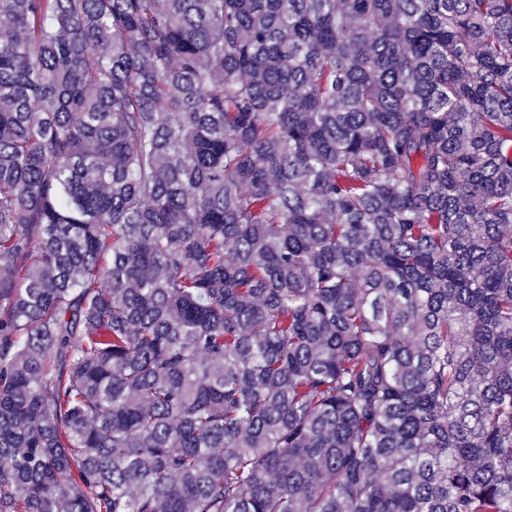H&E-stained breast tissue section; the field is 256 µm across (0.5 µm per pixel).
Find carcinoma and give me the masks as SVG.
<instances>
[{
	"instance_id": "cac0c4a2",
	"label": "carcinoma",
	"mask_w": 512,
	"mask_h": 512,
	"mask_svg": "<svg viewBox=\"0 0 512 512\" xmlns=\"http://www.w3.org/2000/svg\"><path fill=\"white\" fill-rule=\"evenodd\" d=\"M0 19V512H512V0Z\"/></svg>"
}]
</instances>
